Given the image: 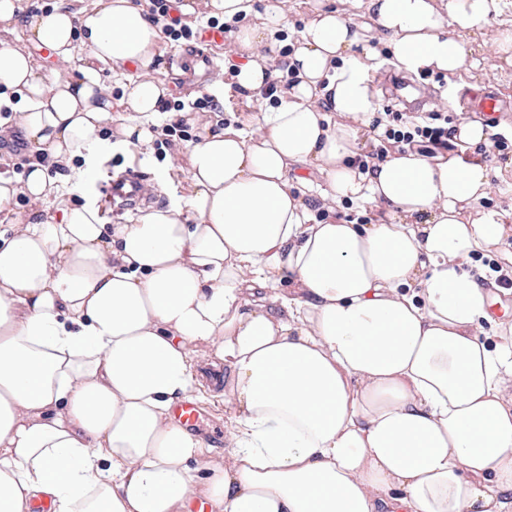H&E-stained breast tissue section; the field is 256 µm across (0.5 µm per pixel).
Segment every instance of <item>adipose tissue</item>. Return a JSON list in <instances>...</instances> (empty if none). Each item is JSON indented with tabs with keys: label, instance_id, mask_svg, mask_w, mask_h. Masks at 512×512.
I'll list each match as a JSON object with an SVG mask.
<instances>
[{
	"label": "adipose tissue",
	"instance_id": "1",
	"mask_svg": "<svg viewBox=\"0 0 512 512\" xmlns=\"http://www.w3.org/2000/svg\"><path fill=\"white\" fill-rule=\"evenodd\" d=\"M319 0L269 102L268 54L289 0L233 32L232 81L254 97L247 128L204 127L186 208L103 223L65 204L47 167L0 176V512H512V289L479 260L512 239L477 159L494 127L455 128L459 154L397 146L359 166L379 112V53L406 76L479 67L481 36L512 67L494 0ZM75 78L46 80L0 41V104L31 151L84 181L107 151L150 150L167 90L150 72L162 34L130 0L79 13L0 0ZM136 68L131 116L111 129L96 64ZM58 220L42 219L49 198ZM379 209L369 224L342 204ZM289 290H281V282ZM227 371L223 462L174 420L195 391L194 356Z\"/></svg>",
	"mask_w": 512,
	"mask_h": 512
}]
</instances>
